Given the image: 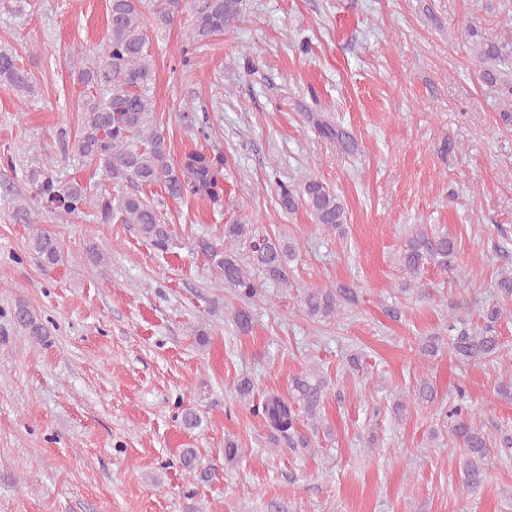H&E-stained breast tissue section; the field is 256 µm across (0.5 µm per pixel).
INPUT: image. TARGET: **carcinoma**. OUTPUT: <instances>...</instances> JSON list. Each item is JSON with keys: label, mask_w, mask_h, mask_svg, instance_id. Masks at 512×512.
<instances>
[{"label": "carcinoma", "mask_w": 512, "mask_h": 512, "mask_svg": "<svg viewBox=\"0 0 512 512\" xmlns=\"http://www.w3.org/2000/svg\"><path fill=\"white\" fill-rule=\"evenodd\" d=\"M183 0H156V17L168 22L183 11ZM241 13V0H205L194 21L196 40H205L221 33L236 22ZM145 22L141 0H110L108 38L101 46L98 60L90 66L83 64L81 52L74 51L78 64L79 82L100 87L108 96L90 99L84 106L80 136L74 142L75 151L82 157L104 167L116 181L138 185H159L173 199L190 191L199 195H216L219 169L214 158L202 152L185 155L180 166L170 161L165 136L151 123L153 101L147 94L153 81L154 69L146 46ZM473 43L472 50L478 79L496 87L506 110L500 113L502 121L512 124V36L488 39L475 27L464 30ZM7 81L17 92L31 90L30 74L18 66L15 57L0 51V81ZM185 126L207 137L204 120L193 110L180 114ZM31 194L43 207L63 209L73 213L85 204L99 208L106 218L118 217L124 224H134L138 235L154 247L165 250L172 240V230L162 217L159 206L146 201L136 193H128L112 204L107 193L93 192L79 182L61 183L55 176L53 165H43L28 176ZM303 201L311 210L316 223L339 231L345 224V209L335 193L320 182L310 180L304 184ZM246 240L252 252L253 264L272 280H284L285 264L294 247L279 238L256 237L245 224L224 225V241L198 243L218 279L243 302L232 312V321L238 331L252 330L253 317L247 307L258 292V285L247 265L235 251L237 243ZM32 249L46 265L61 261L59 243L54 234L39 230L32 239ZM456 248L446 235L434 234L416 226L407 238L399 255V263L409 280H418L426 263L448 271L455 267ZM303 310L311 317L334 318L345 308L356 304L352 288L336 289L308 287L300 296ZM501 318L496 305H490L484 314L482 326L468 328L465 320L448 342V352L463 364L493 361L499 357L504 342L497 335L495 323ZM13 321L30 341L39 346L51 342L49 327L33 310L19 304L13 311ZM327 381L313 373L293 378L292 400L279 395H266L254 402L253 380L240 378L235 391L246 403H254L253 412L261 416L268 427L288 439L290 448H308L310 440H294V431L300 423V413L316 418L323 403ZM450 421L448 433L451 442L462 448L459 469L466 487L476 492L484 487L488 478V465L494 450L512 449V431L500 430L495 434L476 426L472 408L467 405L465 393L442 410Z\"/></svg>", "instance_id": "obj_1"}]
</instances>
